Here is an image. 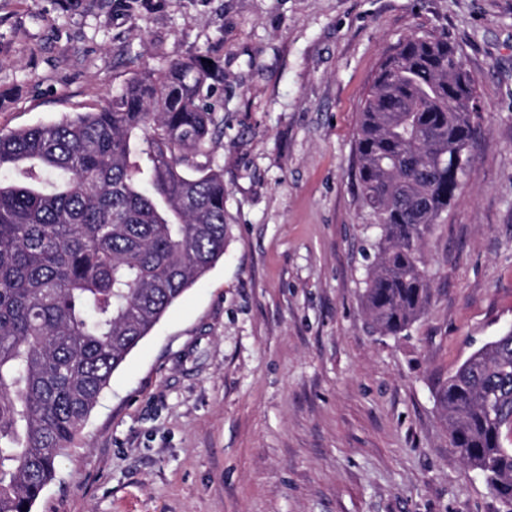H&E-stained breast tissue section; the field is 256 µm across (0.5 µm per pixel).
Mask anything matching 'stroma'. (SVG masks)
Segmentation results:
<instances>
[{"label": "stroma", "instance_id": "stroma-1", "mask_svg": "<svg viewBox=\"0 0 512 512\" xmlns=\"http://www.w3.org/2000/svg\"><path fill=\"white\" fill-rule=\"evenodd\" d=\"M446 32L481 110L399 336L362 293L356 132L399 39ZM204 57L224 77V256L111 378L33 512H504L436 391L512 331V0H0V133Z\"/></svg>", "mask_w": 512, "mask_h": 512}]
</instances>
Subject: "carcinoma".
<instances>
[{
    "instance_id": "cac0c4a2",
    "label": "carcinoma",
    "mask_w": 512,
    "mask_h": 512,
    "mask_svg": "<svg viewBox=\"0 0 512 512\" xmlns=\"http://www.w3.org/2000/svg\"><path fill=\"white\" fill-rule=\"evenodd\" d=\"M220 71L129 78L87 112L0 135V512H31L129 353L224 257V169L208 156ZM476 79L445 32L400 39L357 130L379 229L363 304L397 336L424 312L426 237L472 173ZM451 447L512 512V334L437 390Z\"/></svg>"
}]
</instances>
